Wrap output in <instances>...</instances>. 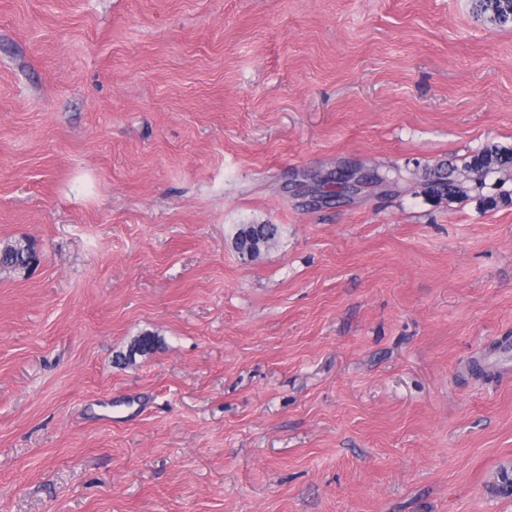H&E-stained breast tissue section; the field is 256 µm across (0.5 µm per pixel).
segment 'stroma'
Segmentation results:
<instances>
[{"instance_id": "obj_1", "label": "stroma", "mask_w": 512, "mask_h": 512, "mask_svg": "<svg viewBox=\"0 0 512 512\" xmlns=\"http://www.w3.org/2000/svg\"><path fill=\"white\" fill-rule=\"evenodd\" d=\"M493 145L476 0H0V512H512V180L423 190ZM342 176L338 180L343 182V187L347 192L357 194L362 187L370 184V179L367 171L349 168L336 169V176ZM450 177L451 175L438 173L436 179L427 180V182L423 184L426 186L424 192L437 195L464 193L467 188L463 185L464 182ZM278 234L275 224H241L235 232L234 247L243 258L253 260L275 243ZM33 250L27 240H15L0 247V268L27 269L28 253Z\"/></svg>"}]
</instances>
